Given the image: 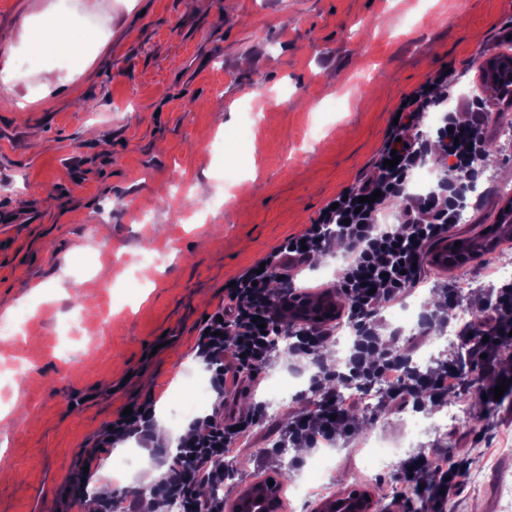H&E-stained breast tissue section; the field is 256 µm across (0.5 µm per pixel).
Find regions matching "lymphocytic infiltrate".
I'll return each instance as SVG.
<instances>
[{"instance_id":"f902f5d3","label":"lymphocytic infiltrate","mask_w":512,"mask_h":512,"mask_svg":"<svg viewBox=\"0 0 512 512\" xmlns=\"http://www.w3.org/2000/svg\"><path fill=\"white\" fill-rule=\"evenodd\" d=\"M454 82V73L443 70L431 87L421 86L407 95L398 123L389 126L381 149L358 182L346 189L345 200L269 253L263 272L248 268L225 287L223 306L205 319L197 340V354L210 373L216 400L211 413L196 418L179 438L167 477L154 487L153 497L159 503H174L178 512H224L223 497L207 495L206 490L223 484L225 460L240 451L263 415L258 405L248 414L225 416V400L258 384L273 352L287 300L273 293L272 282L294 285L311 256L331 241L344 242L348 254L333 284L344 304L336 323L292 324L295 353L312 355L334 335L337 325L345 324L355 337L352 372L368 382L385 384L390 401L406 403L402 381L407 376L424 389L430 402L447 400L460 388L461 377L452 359L431 371L407 375V357L384 349L371 323L380 306L399 304L413 288L431 281L429 250L459 223L466 193L484 172L492 106L472 99L449 105L443 92ZM434 112L442 113V123L429 135L423 127ZM394 154L399 163L386 167ZM429 161L440 176L434 186L417 188L412 175ZM398 199L403 206L395 213L391 206ZM458 338L484 373L504 378L502 362L512 356V282L493 290L480 319L464 325ZM357 404L354 398L321 395L290 422L288 435L310 445L332 441ZM154 417L153 404L143 403L141 410L113 420L95 445L109 448L135 435H147ZM468 467L464 458L410 456L400 464L402 496L420 501L429 512H442L443 505L460 494Z\"/></svg>"}]
</instances>
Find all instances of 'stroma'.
I'll return each mask as SVG.
<instances>
[{"label":"stroma","instance_id":"stroma-1","mask_svg":"<svg viewBox=\"0 0 512 512\" xmlns=\"http://www.w3.org/2000/svg\"><path fill=\"white\" fill-rule=\"evenodd\" d=\"M56 14L96 21L83 49L43 35ZM510 18L512 0H0V310L19 315L17 335H0V512H53L86 442L131 404L152 401L174 437L210 413L177 405L225 284L355 184L400 100L442 68L460 74L454 94L489 97L477 62ZM501 125L490 116L486 173L503 194ZM463 280L468 309L499 285L476 258L421 297ZM483 390L420 441L468 456L481 477L480 495L463 489L445 512H502L512 482V403ZM304 406L293 397L258 422L225 501L274 479L279 512H310L291 495L295 446L274 449L280 420ZM407 413L378 397L356 419L397 440ZM360 440L336 441V492L363 484L384 512H411L393 470L363 464ZM116 455L101 454L95 482L148 490L151 471L115 474Z\"/></svg>","mask_w":512,"mask_h":512}]
</instances>
